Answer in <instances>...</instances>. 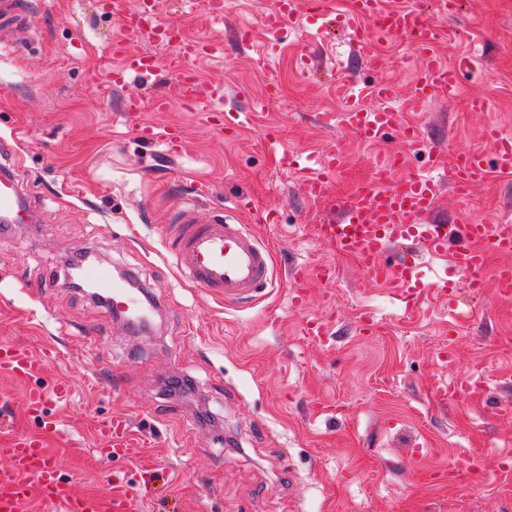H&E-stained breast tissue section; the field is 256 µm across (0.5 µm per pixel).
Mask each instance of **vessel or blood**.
<instances>
[{
  "label": "vessel or blood",
  "instance_id": "1",
  "mask_svg": "<svg viewBox=\"0 0 512 512\" xmlns=\"http://www.w3.org/2000/svg\"><path fill=\"white\" fill-rule=\"evenodd\" d=\"M326 8L325 0H274L272 10L260 23L273 31L295 19L319 20ZM32 11V0H0V47L9 46V30L18 22L30 19ZM342 18L357 47L389 40L412 45L424 61L411 98L414 106L425 104L439 93L455 97L460 88L458 70L470 68L473 63L469 57L459 59L453 67L438 62L434 50L443 40L444 32L419 0H407L406 5L395 7L386 5L384 0H348V10ZM363 18L371 20V30L360 27ZM208 48V43L199 40L176 44L178 75L167 91L153 100L154 111H165L176 101L191 108H207L209 118L217 117L224 93L202 82L194 65ZM105 58L115 64L112 77L117 83L129 76L149 78L157 67V59L151 53L128 55L124 38L108 44ZM368 95L375 100V107L355 106L345 112L327 114L326 125L345 127L365 142L378 141L391 131L396 133L401 147L377 159L369 178L362 181L354 180L341 153L332 148L299 166L303 194L324 204L327 210L321 222L312 225V236L320 245L358 258L367 282L395 288L409 317L431 299L456 303L460 288L482 292L489 255H512V211H506L492 223H436L434 214L440 196L437 181L416 175L401 178L396 175L402 165L403 150L421 146L420 128L408 123L403 112L388 105L390 88L386 83L374 84ZM137 131L141 140L163 141L172 153H181L186 148L181 130L159 133L153 126L142 124ZM487 136L494 145L493 154L476 147L448 152L458 200H467L471 189L483 183L491 172L512 175V137L493 127L488 129ZM341 180L351 183L350 191H335V183ZM33 221L34 216L13 177L1 171L0 223ZM401 240L414 241L427 253L442 259L447 267L444 277L425 283L419 278L415 264L404 260L385 262L389 247ZM164 244L183 276L202 292L230 304L255 298L270 278L269 250L244 225L219 210L202 209L194 203L178 209L169 220ZM82 273L107 298L115 313L131 318L147 316L149 309L141 289L114 277L108 267L91 263L83 266ZM42 367V358L31 350L0 342L1 375L28 380ZM70 396L71 388L64 383L49 392L39 387L29 388L26 412L42 420L45 432L15 433L0 442V459L8 461L6 468H0V512H27L36 497L46 504L61 505L63 512H142L141 495L126 480L115 479L110 496L103 498L78 490L72 480L62 477L56 469L44 435L62 434L60 415L67 409ZM98 451L107 459L133 462L142 455L143 446L129 419L117 415L103 429Z\"/></svg>",
  "mask_w": 512,
  "mask_h": 512
}]
</instances>
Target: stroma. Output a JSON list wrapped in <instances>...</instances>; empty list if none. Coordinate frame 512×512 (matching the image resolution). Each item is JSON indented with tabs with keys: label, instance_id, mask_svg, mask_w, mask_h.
Masks as SVG:
<instances>
[{
	"label": "stroma",
	"instance_id": "obj_1",
	"mask_svg": "<svg viewBox=\"0 0 512 512\" xmlns=\"http://www.w3.org/2000/svg\"><path fill=\"white\" fill-rule=\"evenodd\" d=\"M38 40L19 33L0 51V162L13 170L38 221L0 233V340L41 354L52 347L39 383L75 391L70 432L45 436L58 468L87 493L108 496L113 474L142 485L144 512H512V300L497 299L494 274L511 263L487 264L484 293L461 291L448 326V307L425 304L407 320L389 288L365 283L358 259L316 244L310 227L319 207L300 190V177L270 150L266 130L284 148L316 154L337 146L358 177L369 176L375 144L343 127L322 125L324 112H342L364 86L387 80L393 103L422 128L423 147L408 151L403 173L440 184L437 216L450 224L489 219L512 208V177L491 174L458 203L447 164L435 153L484 144L496 123L512 134V0H457L435 12L446 37L437 51L447 64L474 52L481 74L463 71L461 93L443 95L413 111L414 51L399 41L354 46L335 16L321 28L305 21L275 34L240 41L273 0H224L215 20L198 5L153 0L154 16L183 39L209 38L218 49L197 61L201 78L223 85L225 111L252 113L235 136L217 133L204 112L151 108L175 79L173 47L134 39L127 51L153 52L159 67L149 83L128 79L113 87L99 61L122 36L118 16L96 0H34ZM380 55L385 72L367 53ZM277 92L268 95V82ZM490 100L475 112L470 101ZM142 99L140 119L124 103ZM183 130L189 148L176 158L137 135L138 121ZM209 185L208 206L234 214L273 251L276 277L254 302L229 305L183 280L159 232L167 212L184 207L186 192ZM274 223L253 221L252 206ZM91 251L132 271L158 314L146 332L131 333L105 303L65 286L66 262ZM324 266L332 277L309 279L303 303L288 277ZM328 317L331 336H303L307 319ZM370 323L371 333L360 331ZM452 348L453 363L441 361ZM477 373L482 397L442 398V387ZM192 387L171 392L168 380ZM121 391H114L115 381ZM25 383L0 376V438L37 434L24 413ZM130 417L149 445L141 461H108L95 452L113 415ZM483 459L484 484H450L449 465Z\"/></svg>",
	"mask_w": 512,
	"mask_h": 512
}]
</instances>
